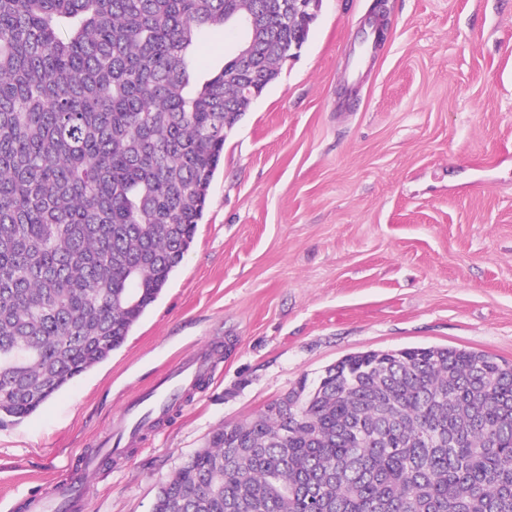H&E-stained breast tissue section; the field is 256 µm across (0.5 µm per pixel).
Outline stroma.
Here are the masks:
<instances>
[{"instance_id": "stroma-1", "label": "stroma", "mask_w": 512, "mask_h": 512, "mask_svg": "<svg viewBox=\"0 0 512 512\" xmlns=\"http://www.w3.org/2000/svg\"><path fill=\"white\" fill-rule=\"evenodd\" d=\"M322 0L308 42L224 142L194 242L124 344L0 427V512L65 480L196 347L211 374L86 512H150L219 425L346 355L457 347L512 364V0Z\"/></svg>"}]
</instances>
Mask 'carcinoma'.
<instances>
[{
  "instance_id": "cac0c4a2",
  "label": "carcinoma",
  "mask_w": 512,
  "mask_h": 512,
  "mask_svg": "<svg viewBox=\"0 0 512 512\" xmlns=\"http://www.w3.org/2000/svg\"><path fill=\"white\" fill-rule=\"evenodd\" d=\"M291 0H0V424L106 360L190 250L255 91L311 26ZM253 16L200 71L203 31ZM217 428L151 512H512V365L348 356Z\"/></svg>"
}]
</instances>
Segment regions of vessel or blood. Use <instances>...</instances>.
<instances>
[{
	"label": "vessel or blood",
	"mask_w": 512,
	"mask_h": 512,
	"mask_svg": "<svg viewBox=\"0 0 512 512\" xmlns=\"http://www.w3.org/2000/svg\"><path fill=\"white\" fill-rule=\"evenodd\" d=\"M212 358V351L199 349L168 367L120 413L95 447L79 457L72 475L57 483L51 496L33 500V512H85L87 476L100 471L105 461L123 457L125 445L134 444L152 432L157 421L167 413L174 396L208 376Z\"/></svg>",
	"instance_id": "b4317fda"
}]
</instances>
